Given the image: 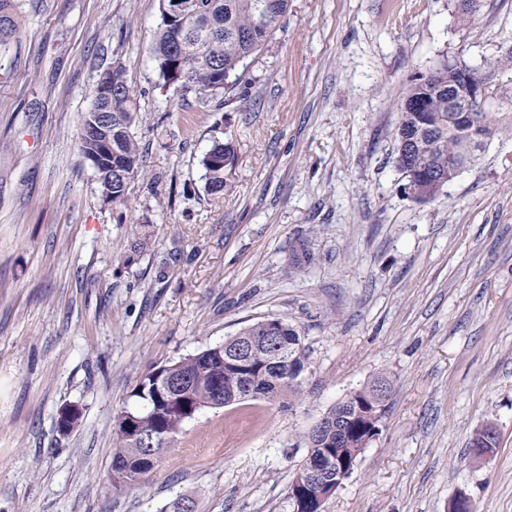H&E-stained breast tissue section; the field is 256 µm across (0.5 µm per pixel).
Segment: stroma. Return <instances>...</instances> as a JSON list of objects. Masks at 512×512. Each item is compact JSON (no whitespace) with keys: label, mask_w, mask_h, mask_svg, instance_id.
Here are the masks:
<instances>
[{"label":"stroma","mask_w":512,"mask_h":512,"mask_svg":"<svg viewBox=\"0 0 512 512\" xmlns=\"http://www.w3.org/2000/svg\"><path fill=\"white\" fill-rule=\"evenodd\" d=\"M161 0H21L0 47V512H293L305 434L377 375L379 435L325 512H512V133L433 200L406 197L399 104L441 56L499 67L512 121V0H290L240 84L178 101L150 57ZM122 66L145 173L106 203L78 139ZM238 146L235 190L202 155ZM147 223L150 243L131 253ZM280 318L311 351L293 407L196 414L144 484L112 486V427L154 367ZM81 412L60 434L59 411ZM498 445L477 456L475 434ZM237 159L236 141L229 137L224 142L214 143L201 160L205 170L207 192L214 195L227 194L233 188V174Z\"/></svg>","instance_id":"1"}]
</instances>
